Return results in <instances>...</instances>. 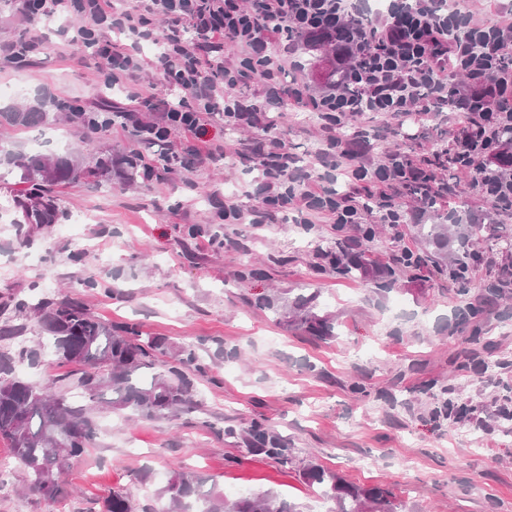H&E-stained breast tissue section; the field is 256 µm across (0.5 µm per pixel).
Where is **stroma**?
I'll return each instance as SVG.
<instances>
[{"instance_id": "35a3bbf8", "label": "stroma", "mask_w": 512, "mask_h": 512, "mask_svg": "<svg viewBox=\"0 0 512 512\" xmlns=\"http://www.w3.org/2000/svg\"><path fill=\"white\" fill-rule=\"evenodd\" d=\"M33 35L44 46L38 59L0 68V85L22 87L0 99V148L27 152L36 140L40 153L72 152L86 163L108 154L112 174L97 187L56 189L49 224L22 222L14 202L25 185L13 175L0 179V305L72 297L103 321L136 325L175 350L195 349L206 374L195 382L192 408L175 414L94 410L97 438L69 462L65 492L54 500L30 489L0 438V512H104L115 492L127 496L132 512H157L158 493L176 470L228 494L270 492L301 512H331L332 502L302 476L311 462L352 485L389 490L397 512H512V421L499 414L502 397H512V371L503 366L512 360V299L473 319L459 314L506 261L489 237L473 244L478 257L466 287L433 269L404 272L388 289L369 277L319 270L314 251L335 245V225L307 230L287 219L258 229L216 213L214 195L251 180L239 154L264 141L260 129L232 131L213 118L209 138L234 155L206 164L189 161L192 142L173 133L183 161L169 166L157 148L117 126L93 130L52 116L22 128L4 119L14 106L58 96L87 108L103 86L95 58L61 54L56 27L31 26L10 0H0V45ZM302 56L308 66L288 72L287 81L328 86L333 48L308 47ZM458 119L409 116L401 145L425 155L447 146ZM275 133L302 164L314 163L316 113L288 109ZM133 156L153 174L129 184L123 171ZM402 247L424 251L416 224L385 228L368 245L369 267L378 269ZM247 268L259 277L240 280ZM313 292L320 295L316 314L337 323L333 338L295 331L255 305L265 293L289 308ZM4 326L17 333L0 337V359L30 382L55 383L59 396L72 397L80 367L52 356L33 314L0 312ZM446 390L467 412L438 426L429 414ZM257 420L280 436L289 462L248 450L242 433Z\"/></svg>"}]
</instances>
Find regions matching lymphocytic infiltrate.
<instances>
[{
  "label": "lymphocytic infiltrate",
  "mask_w": 512,
  "mask_h": 512,
  "mask_svg": "<svg viewBox=\"0 0 512 512\" xmlns=\"http://www.w3.org/2000/svg\"><path fill=\"white\" fill-rule=\"evenodd\" d=\"M15 9L29 21L45 16L79 15L65 32L63 52L73 53L82 42L95 55L112 84H137L148 73L182 91L175 105H158L154 95L136 89L134 102L160 111L159 121L132 122L137 137L153 140L179 130L195 141L199 161L225 154L223 145L205 137L210 115H222L225 125L245 128L276 126V117L290 101L302 102L321 120L323 146L311 166L298 163L287 142L271 138L249 162L258 173L239 196L225 197L221 211L236 224L279 223L289 213L300 223L326 219L333 224H358L364 215L379 223H396L388 206L387 189L423 181L421 162L402 159L400 165L368 168L336 130L351 115L380 114L399 121L416 113L452 110L466 116L455 130L457 150L471 160L474 181L492 209L503 205V183L479 159L498 148L494 135L501 124L512 125V9L487 25L462 26L468 0H389L387 9L368 15L363 0H15ZM353 30L351 40L338 38L339 29ZM334 44L339 59L358 56V69H344L347 82L362 91L355 103L335 88L284 83L287 64L310 35ZM152 40L148 56L130 51L128 39ZM237 50V61L225 65L224 52ZM460 73L467 89L448 86L449 75ZM339 171L344 191L326 178ZM253 198L252 206L239 197Z\"/></svg>",
  "instance_id": "lymphocytic-infiltrate-1"
}]
</instances>
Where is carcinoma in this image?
Listing matches in <instances>:
<instances>
[{
	"label": "carcinoma",
	"mask_w": 512,
	"mask_h": 512,
	"mask_svg": "<svg viewBox=\"0 0 512 512\" xmlns=\"http://www.w3.org/2000/svg\"><path fill=\"white\" fill-rule=\"evenodd\" d=\"M9 120L22 127H32L48 120L45 103L8 113ZM353 150L358 152L368 144L370 129L352 126L343 130ZM430 166L446 171L466 168L469 161L451 148L435 151L429 157ZM19 175L29 185L32 200L31 216L43 222L51 216L54 206L53 189L61 184L97 179L112 171V159L98 158L92 166H82L71 154H13L0 158V166ZM443 178L430 173L425 181L413 186L412 196L437 209L443 193L456 198L455 206L442 214L445 222L421 225L425 245L434 255L448 263L453 277L464 282L469 275L465 259L472 241L481 236L478 224L462 223V212L467 200L458 194L457 184L436 185ZM352 234L336 243V250H317L319 258L336 274L350 279L358 278L364 267V254L355 250V244L370 243L376 238L373 224H356ZM456 240L461 250L448 251L450 240ZM421 262L412 253L392 256V264L385 268L389 282H395L396 272ZM495 298L512 294V265L501 268L493 285ZM317 296H303L289 316L288 326L306 332L318 339L336 335V322L313 313ZM14 311H34L50 338L53 352L59 358L84 366L78 378L84 400L76 405L56 397L42 386L11 376L8 363L0 362V438L10 442L14 457L25 467L30 488L47 499L63 494L60 475L71 458L86 453L97 436V429L88 414L87 403H108L112 409L130 416L153 418L187 408L193 403V383L189 373H205V367L191 349H182L174 356V363L156 369L154 357L169 350L165 338L142 336L129 325L105 323L91 314L84 305L67 296L32 304L18 299ZM249 449L288 461L283 454L280 438L254 423L244 431ZM303 478L322 488V497L335 504L332 512H396L390 493L380 487L354 486L334 471L310 464L302 472ZM162 497L163 512H296L294 507L277 496L266 494L229 497L224 491L211 487L202 490V482L176 471ZM105 512H131L127 497L114 492L105 503Z\"/></svg>",
	"instance_id": "carcinoma-1"
}]
</instances>
